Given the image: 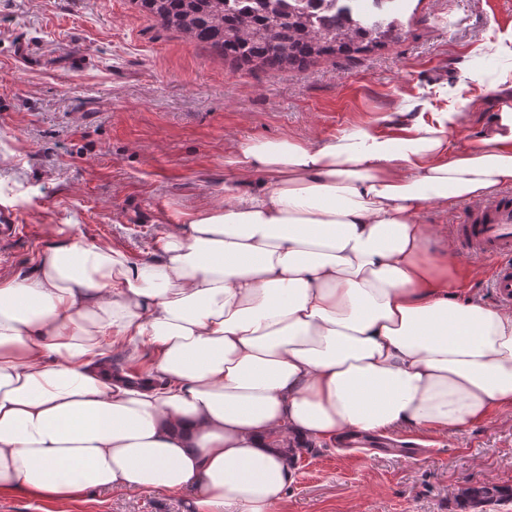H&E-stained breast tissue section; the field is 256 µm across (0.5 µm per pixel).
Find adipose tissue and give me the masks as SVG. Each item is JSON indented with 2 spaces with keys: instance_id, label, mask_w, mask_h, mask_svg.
<instances>
[{
  "instance_id": "obj_1",
  "label": "adipose tissue",
  "mask_w": 512,
  "mask_h": 512,
  "mask_svg": "<svg viewBox=\"0 0 512 512\" xmlns=\"http://www.w3.org/2000/svg\"><path fill=\"white\" fill-rule=\"evenodd\" d=\"M487 109L460 145L468 115L448 111L397 136L240 145L223 206L145 261L56 229L33 274L0 278V491L275 512L295 442L451 434L512 407V309L460 297L419 219L512 186V84ZM144 347L164 387L99 363ZM489 119L488 112H470L469 120L455 128L452 140L464 144L481 137Z\"/></svg>"
}]
</instances>
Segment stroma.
Here are the masks:
<instances>
[{
  "label": "stroma",
  "mask_w": 512,
  "mask_h": 512,
  "mask_svg": "<svg viewBox=\"0 0 512 512\" xmlns=\"http://www.w3.org/2000/svg\"><path fill=\"white\" fill-rule=\"evenodd\" d=\"M405 33L298 70L238 69L164 29L134 0H0V215L25 227L0 277L28 275L50 227L77 225L131 261L187 215L222 204L243 142L325 143L457 111L512 78V0H396ZM468 203L425 209L430 253L487 305L489 260L459 257ZM512 485V408L459 434L406 428L349 447L313 444L276 512H454L465 484ZM0 512H192L185 496L96 492L66 507L0 492Z\"/></svg>",
  "instance_id": "35a3bbf8"
}]
</instances>
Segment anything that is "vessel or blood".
Wrapping results in <instances>:
<instances>
[{"instance_id":"b4317fda","label":"vessel or blood","mask_w":512,"mask_h":512,"mask_svg":"<svg viewBox=\"0 0 512 512\" xmlns=\"http://www.w3.org/2000/svg\"><path fill=\"white\" fill-rule=\"evenodd\" d=\"M458 253L494 260L492 292L512 304V200L494 198L471 209L455 227Z\"/></svg>"}]
</instances>
